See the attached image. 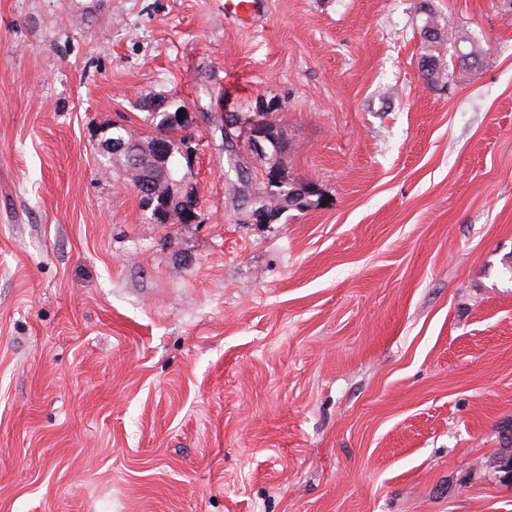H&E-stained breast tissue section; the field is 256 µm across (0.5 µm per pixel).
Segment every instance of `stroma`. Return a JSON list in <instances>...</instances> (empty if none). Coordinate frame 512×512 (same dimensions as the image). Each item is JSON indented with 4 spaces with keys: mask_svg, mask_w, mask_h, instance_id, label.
Here are the masks:
<instances>
[{
    "mask_svg": "<svg viewBox=\"0 0 512 512\" xmlns=\"http://www.w3.org/2000/svg\"><path fill=\"white\" fill-rule=\"evenodd\" d=\"M0 0V512H512V15L496 0ZM478 68H417L423 12ZM176 94L194 224L101 133ZM276 103L293 183L221 119ZM266 188V195L260 197V200L258 201L259 206L257 207V209L260 208L266 212L273 213L275 214V216H278L279 212L283 210L285 207H288L289 205L295 206L294 203L292 202V199H290L289 202L287 201V197L291 195L292 190L294 188V186L288 183V181H286V184L279 187L269 188L267 185ZM317 205H319V203L306 204V209L315 207ZM295 207L301 210L305 209L304 207ZM262 210H255L253 214V218L258 224L268 222V218Z\"/></svg>",
    "mask_w": 512,
    "mask_h": 512,
    "instance_id": "1",
    "label": "stroma"
}]
</instances>
